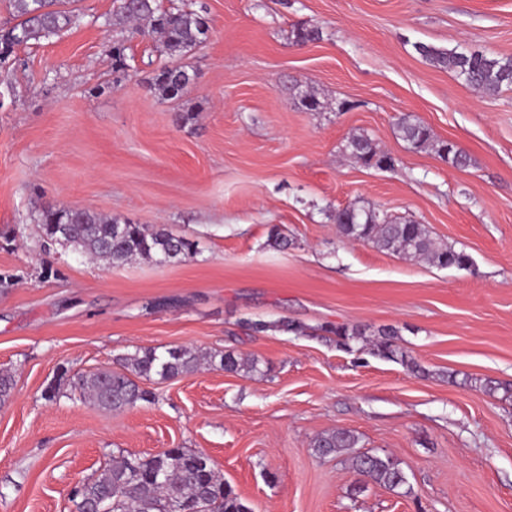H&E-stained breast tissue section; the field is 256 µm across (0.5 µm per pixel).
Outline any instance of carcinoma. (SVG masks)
I'll use <instances>...</instances> for the list:
<instances>
[{"instance_id": "obj_1", "label": "carcinoma", "mask_w": 512, "mask_h": 512, "mask_svg": "<svg viewBox=\"0 0 512 512\" xmlns=\"http://www.w3.org/2000/svg\"><path fill=\"white\" fill-rule=\"evenodd\" d=\"M15 22L0 28V48L14 49L38 44L79 24V13L70 8L72 0H9ZM113 13L119 24H134V33L159 37L165 53L181 56L200 46L206 39L208 26L201 15L180 9L163 10L158 0H115ZM417 53L431 65L454 74L486 95L512 88V57H499L484 50L442 49L418 43ZM190 78L182 67H165L149 79V88L161 97L183 96L185 81ZM402 139L415 147H432L449 164L464 167L466 153L451 141L434 139L428 126L415 119L402 117L398 122ZM346 148L368 167L394 169L397 160L377 150L365 135L353 136ZM339 233L348 239L367 241L381 251L423 258L441 267L466 268L470 258L462 251L441 245L427 235L421 225L395 222L373 209L349 206L334 216ZM44 238L72 251L111 264L127 263L137 257L170 262L192 257L196 243L164 227L152 231L129 221L118 226L116 220L91 209L42 207L39 218ZM257 332L276 330L299 333L303 328L286 319L274 323L255 322ZM321 330L336 336L345 346L350 339L363 335L357 327L326 325ZM398 331L386 327L378 331L376 350L386 359L404 365L412 373H425L423 368L396 344ZM219 363L229 373L254 372L257 361L244 359L232 352L202 356L182 346H171L164 353L155 348L139 349L121 358L120 369L103 370L76 379L61 375L45 391L48 399L70 387L90 403L111 412L122 411L147 393L134 378L149 379L158 375L174 379L194 372L202 360ZM358 444L357 437L346 430L319 436L313 443L321 456L337 455ZM353 471L380 486L395 491L408 483L400 463L390 454L362 453L351 457ZM77 496L103 508V512H171L172 507L187 505L194 512H250L231 486L215 471L210 459L185 448H170L153 456L127 454L104 467L99 475L79 485Z\"/></svg>"}]
</instances>
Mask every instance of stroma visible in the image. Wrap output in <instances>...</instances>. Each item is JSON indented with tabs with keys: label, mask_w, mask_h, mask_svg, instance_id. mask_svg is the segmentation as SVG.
I'll use <instances>...</instances> for the list:
<instances>
[{
	"label": "stroma",
	"mask_w": 512,
	"mask_h": 512,
	"mask_svg": "<svg viewBox=\"0 0 512 512\" xmlns=\"http://www.w3.org/2000/svg\"><path fill=\"white\" fill-rule=\"evenodd\" d=\"M112 3L81 0L79 26L0 60V274L19 277L0 290V371L14 376L0 512H71L74 485L114 457L168 448L206 455L251 512H512V398L473 384L512 383V89L484 95L414 49L512 55V0H160L208 21L206 41L175 60L157 37L109 25ZM300 25L321 40L296 45ZM174 62L194 84L160 98L147 80ZM306 91L321 111L299 106ZM182 110L195 119L180 127ZM405 114L468 166L403 141ZM359 134L396 168L351 156ZM49 204L162 226L199 252L90 261L43 244ZM350 205L424 225L470 267L347 240L334 214ZM276 227L286 249L268 244ZM281 319L303 333L247 328ZM327 324L366 334L345 350ZM391 326L426 375L374 354ZM170 345L261 370L144 379L154 401L120 412L43 396L60 375ZM336 429L393 455L406 489L317 455L315 438Z\"/></svg>",
	"instance_id": "35a3bbf8"
}]
</instances>
